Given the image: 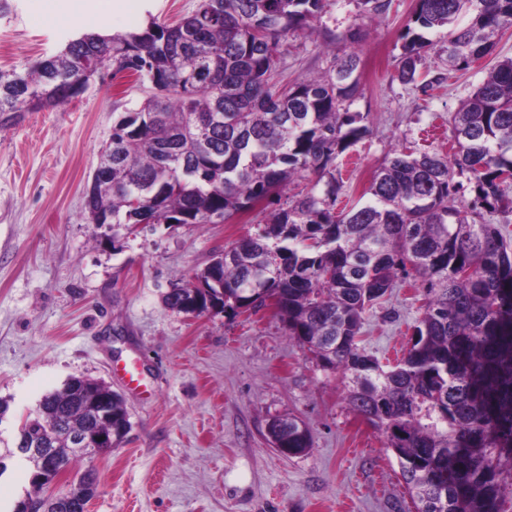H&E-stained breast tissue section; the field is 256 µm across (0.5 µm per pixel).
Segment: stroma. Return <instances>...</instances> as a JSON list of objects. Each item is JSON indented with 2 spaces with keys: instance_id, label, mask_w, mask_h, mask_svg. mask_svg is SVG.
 Instances as JSON below:
<instances>
[{
  "instance_id": "obj_1",
  "label": "stroma",
  "mask_w": 512,
  "mask_h": 512,
  "mask_svg": "<svg viewBox=\"0 0 512 512\" xmlns=\"http://www.w3.org/2000/svg\"><path fill=\"white\" fill-rule=\"evenodd\" d=\"M416 0H391L360 18L356 0H326L306 34L289 38L280 77L325 76L360 57L363 95L349 109L370 133L339 155L336 211L362 204L372 172L397 151L448 155V119L499 61L512 29L468 69L448 68L440 32L414 82L398 77L399 35ZM195 0H9L0 15V68L23 71L73 35L103 27L172 22ZM360 27L358 41L347 32ZM144 93L104 71L68 104L24 113L0 130V398L10 409L0 439L13 440L46 393L73 376L118 392L132 429L93 462L90 512H413L383 434L354 413L339 376L317 367L272 311L186 318L166 308L172 282L204 268L264 222L137 226L82 220L83 189L112 136L115 115ZM422 297L398 281L367 314L366 347L391 364L411 345ZM301 420L308 453L286 456L267 439L276 415Z\"/></svg>"
}]
</instances>
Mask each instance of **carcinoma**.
Instances as JSON below:
<instances>
[{"label": "carcinoma", "mask_w": 512, "mask_h": 512, "mask_svg": "<svg viewBox=\"0 0 512 512\" xmlns=\"http://www.w3.org/2000/svg\"><path fill=\"white\" fill-rule=\"evenodd\" d=\"M325 0H196L171 23L139 32H81L23 72L0 70V116L54 108L77 98L102 70L148 89L123 112L92 175L85 223L231 224L267 208L297 178L309 191L271 211L204 268L172 284L167 308L195 317L219 302L234 321L266 299L287 336L347 383L352 411L384 434L415 512H504L512 495V244L490 213H512L500 177L512 170V59L493 67L451 116V156L400 151L372 172L367 202L336 212V157L370 133L344 103L362 94L350 53L323 79L278 80L282 47ZM378 16L388 0H357ZM469 22L458 25L460 15ZM512 28V0H416L401 40L399 76L414 80L429 42L443 30L448 68L465 70ZM468 174L477 219L455 204V174ZM224 270L217 288L210 277ZM412 278L424 296L404 357L384 367L364 345L369 307ZM71 382L42 397L19 434L75 429ZM288 454L312 447L308 428L280 419ZM45 499L53 475L28 464ZM511 478L506 482L505 478Z\"/></svg>", "instance_id": "cac0c4a2"}]
</instances>
